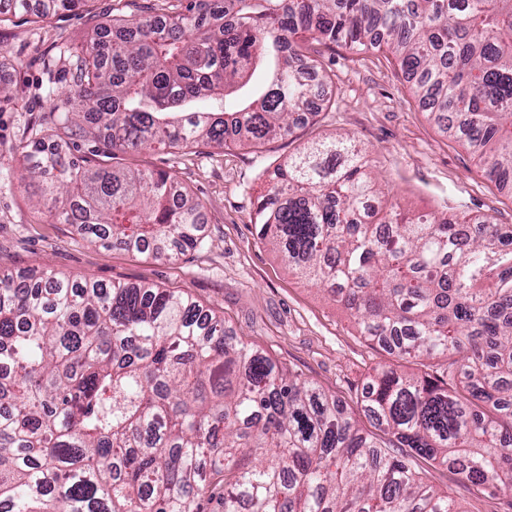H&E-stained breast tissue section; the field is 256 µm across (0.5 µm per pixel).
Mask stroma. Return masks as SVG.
I'll return each mask as SVG.
<instances>
[{
    "instance_id": "obj_1",
    "label": "stroma",
    "mask_w": 512,
    "mask_h": 512,
    "mask_svg": "<svg viewBox=\"0 0 512 512\" xmlns=\"http://www.w3.org/2000/svg\"><path fill=\"white\" fill-rule=\"evenodd\" d=\"M164 0H87L85 6L35 23L16 15L0 23V269L17 276L54 271L106 284L144 282L183 291L224 319L225 329L264 349L281 365L336 396L376 441L360 404L373 368L395 359L366 342L340 307L317 287L288 273L260 240L257 201L277 167L304 145L335 133L361 142L385 192L384 200L413 213H456L512 225V184L486 178L474 156L443 134L393 59L342 46L321 51L331 80L316 115L293 133L258 145H201L118 155L122 167L168 173L204 205L205 239L169 260L87 243L69 224H56L19 188L15 150L51 134L56 106L69 84L73 43L115 16H152ZM434 486L461 512H512V493L489 495L460 481L445 465L416 459Z\"/></svg>"
}]
</instances>
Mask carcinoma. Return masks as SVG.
<instances>
[{"mask_svg":"<svg viewBox=\"0 0 512 512\" xmlns=\"http://www.w3.org/2000/svg\"><path fill=\"white\" fill-rule=\"evenodd\" d=\"M83 0H0V22ZM114 18L70 54L59 127L18 148V180L89 243L169 258L202 242L203 205L108 154L261 143L292 133L327 84L309 41L387 48L440 130L512 181V0H184ZM242 95L229 109L224 102ZM377 196L366 150L329 137L279 166L260 239L368 342L426 368L374 369L362 401L399 447L512 492V225L410 217ZM461 512L186 293L0 271V505L7 512Z\"/></svg>","mask_w":512,"mask_h":512,"instance_id":"carcinoma-1","label":"carcinoma"}]
</instances>
